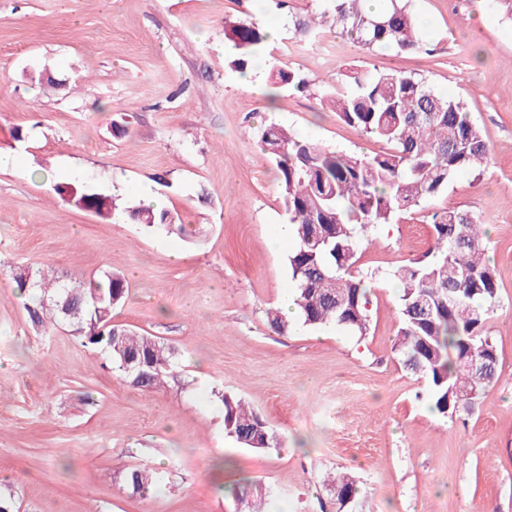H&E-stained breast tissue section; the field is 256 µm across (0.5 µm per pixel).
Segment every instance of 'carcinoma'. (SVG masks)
<instances>
[{
    "label": "carcinoma",
    "instance_id": "obj_1",
    "mask_svg": "<svg viewBox=\"0 0 512 512\" xmlns=\"http://www.w3.org/2000/svg\"><path fill=\"white\" fill-rule=\"evenodd\" d=\"M323 20L307 15L288 16V28L313 42L326 23L363 48L389 47L399 55L426 50L416 20L404 0H390L389 9L375 13L363 0H321ZM224 36L237 53L228 66L239 71L267 45L268 34L247 20L224 23ZM347 94L324 92V99L343 123L375 136L388 149L373 156L329 149L271 124L260 137L275 162L282 196L290 215L294 247L287 262L294 287L297 316L306 327H343L367 334L372 283L354 275L360 244L368 226L390 224L404 212L438 195L460 172L488 162L489 148L466 104L439 93L426 80L402 71L354 69ZM274 88H309L305 76L278 67L270 74ZM54 190L103 221L116 211L152 231L189 237L192 231L178 215L142 204L119 206L116 199L78 180L57 182ZM432 242L426 252L393 272L398 281V329L394 349L403 367L426 379L432 408L453 412L462 396L476 401L500 378L498 365L485 376L464 370L460 360L471 348L496 350L485 332L498 283L485 258V232L467 211L450 209L432 214ZM469 275H450L454 267ZM20 293L32 295V322L46 330L60 323L92 346H103L112 365L135 380L130 361L147 363V377L137 386L155 388L173 367L175 350L153 336L112 323V311L128 295L126 277L112 270L86 280H61L53 272L30 265L10 269ZM269 328L284 335L292 325L279 311H267ZM224 429L243 448L264 451L281 447L262 416L244 401L222 396ZM125 486L146 497L157 483L147 468L124 472ZM333 491L355 497V481L327 476Z\"/></svg>",
    "mask_w": 512,
    "mask_h": 512
}]
</instances>
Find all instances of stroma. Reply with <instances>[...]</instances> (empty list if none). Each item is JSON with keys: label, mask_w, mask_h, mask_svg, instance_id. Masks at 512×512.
Segmentation results:
<instances>
[{"label": "stroma", "mask_w": 512, "mask_h": 512, "mask_svg": "<svg viewBox=\"0 0 512 512\" xmlns=\"http://www.w3.org/2000/svg\"><path fill=\"white\" fill-rule=\"evenodd\" d=\"M427 51L370 52L328 32L287 31L319 0H0V151L29 134L23 171L0 170V265L45 264L65 279L123 271L113 322L177 350L161 387L132 386L69 327H34L29 295L0 275V491L15 512H336L325 472L353 477L354 512H512V20L496 0H410ZM285 33L231 70L225 20ZM308 78L274 103L248 91L255 73ZM362 66L402 69L462 99L490 160L390 224L370 226L357 267L371 277L359 337L329 326L269 330L266 311L292 288L277 171L259 144L277 123L344 152L384 142L347 126L323 90L343 92ZM102 192L144 190L195 231L181 238L63 200L44 171ZM464 209L487 232L499 295L485 330L500 379L473 414L432 411L424 378L393 348L398 288L389 275L432 239L431 216ZM178 250L181 261L169 253ZM253 407L282 439L262 452L224 431L220 394ZM149 465L150 498L128 490ZM155 474L144 467L131 468L124 472V484L132 493L146 497L153 492L158 481Z\"/></svg>", "instance_id": "stroma-1"}]
</instances>
